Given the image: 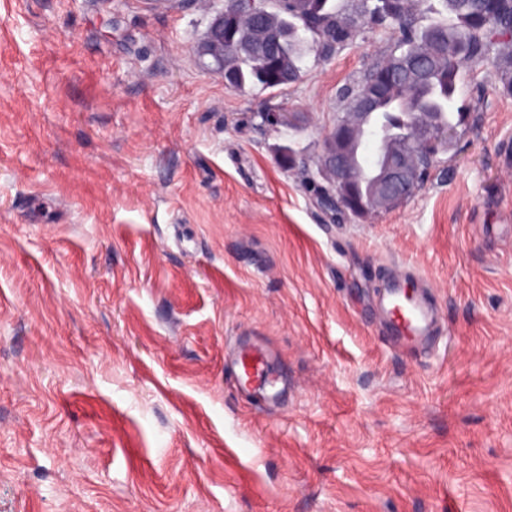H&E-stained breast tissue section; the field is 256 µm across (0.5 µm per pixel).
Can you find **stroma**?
I'll list each match as a JSON object with an SVG mask.
<instances>
[{"instance_id": "1", "label": "stroma", "mask_w": 512, "mask_h": 512, "mask_svg": "<svg viewBox=\"0 0 512 512\" xmlns=\"http://www.w3.org/2000/svg\"><path fill=\"white\" fill-rule=\"evenodd\" d=\"M223 7L0 0V512H512V95L468 72L453 152L353 219L313 166L391 34L235 90ZM409 287L411 288L407 295L412 297L414 286L405 274H397L386 288L381 305L386 314L390 332L396 337L418 343L431 334L436 316L432 308L420 301L416 294L411 302H407L405 288Z\"/></svg>"}]
</instances>
